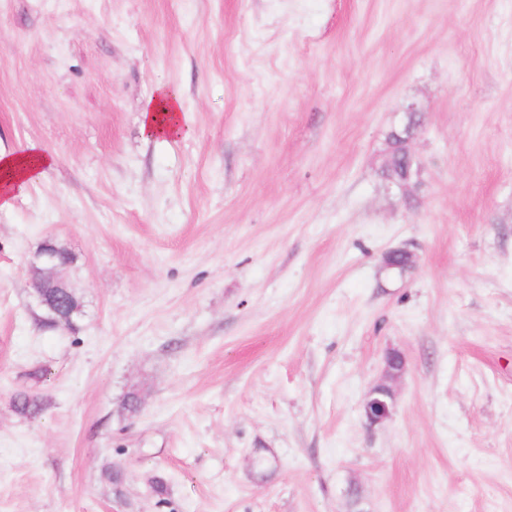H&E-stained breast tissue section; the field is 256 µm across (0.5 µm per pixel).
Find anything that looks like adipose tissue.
I'll return each mask as SVG.
<instances>
[{"instance_id":"1","label":"adipose tissue","mask_w":512,"mask_h":512,"mask_svg":"<svg viewBox=\"0 0 512 512\" xmlns=\"http://www.w3.org/2000/svg\"><path fill=\"white\" fill-rule=\"evenodd\" d=\"M141 129L150 138H185L191 135L190 121L176 91L158 86L142 113ZM53 157L31 143L17 152L0 151V210L10 207L18 190L39 179Z\"/></svg>"}]
</instances>
